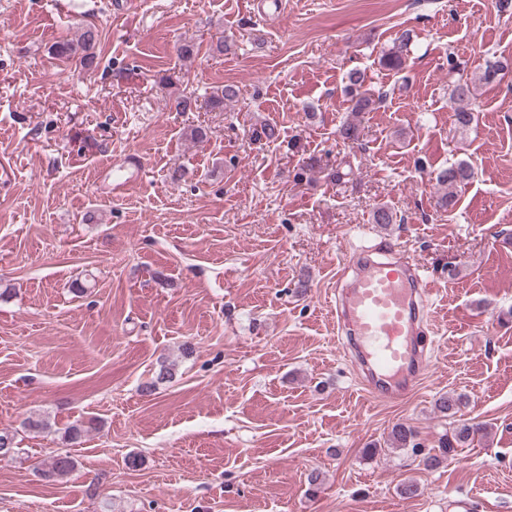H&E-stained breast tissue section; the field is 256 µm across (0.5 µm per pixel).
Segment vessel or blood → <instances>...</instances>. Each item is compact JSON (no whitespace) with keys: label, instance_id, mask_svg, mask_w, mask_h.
<instances>
[{"label":"vessel or blood","instance_id":"obj_1","mask_svg":"<svg viewBox=\"0 0 512 512\" xmlns=\"http://www.w3.org/2000/svg\"><path fill=\"white\" fill-rule=\"evenodd\" d=\"M428 281L394 257L389 243L336 277V324L344 333L363 386L373 398L400 399L431 374L427 334Z\"/></svg>","mask_w":512,"mask_h":512}]
</instances>
